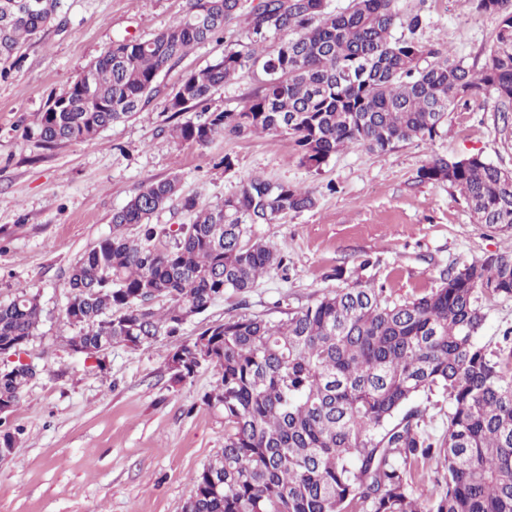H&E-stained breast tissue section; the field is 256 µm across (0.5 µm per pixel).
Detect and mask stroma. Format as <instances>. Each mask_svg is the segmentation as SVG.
<instances>
[{
    "mask_svg": "<svg viewBox=\"0 0 512 512\" xmlns=\"http://www.w3.org/2000/svg\"><path fill=\"white\" fill-rule=\"evenodd\" d=\"M54 21L28 40L0 78V303L18 289L41 297L43 318L21 354L37 378L4 425L23 431L15 455L0 462V512H183L191 477L224 449V417L202 397L220 374L204 367L172 380L168 358L181 344L229 316L270 321L307 307L342 285L336 268L358 269L401 302L437 287L447 270L512 245V232L475 223L459 191L427 182L431 156L478 155L512 171V121L492 99L470 100L449 113L435 140H414L386 153L353 146L319 171L303 166L287 136H217L199 147L177 142L165 99L191 71L224 54L227 41H247L245 18L225 38L193 49L161 72L159 94L145 112L113 124L96 139L48 145L38 117L50 97L121 38L149 39L179 20L189 0H58ZM403 16L423 18L397 38L448 49L482 68L499 24L471 0H397ZM231 156L232 169L221 159ZM180 179L181 196L206 204L234 195L260 176L311 189L312 209L277 224L252 225V237L277 247L285 268L247 294L225 291L181 336L132 350L112 346L104 367L72 353L75 334L65 283L75 262L112 232V214L145 183ZM481 343L496 349L512 329V298L480 297Z\"/></svg>",
    "mask_w": 512,
    "mask_h": 512,
    "instance_id": "obj_1",
    "label": "stroma"
}]
</instances>
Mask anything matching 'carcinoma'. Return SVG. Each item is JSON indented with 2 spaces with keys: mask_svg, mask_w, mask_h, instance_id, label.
Here are the masks:
<instances>
[{
  "mask_svg": "<svg viewBox=\"0 0 512 512\" xmlns=\"http://www.w3.org/2000/svg\"><path fill=\"white\" fill-rule=\"evenodd\" d=\"M0 0V76L20 46L54 18L57 0ZM240 0H192L189 11L147 40L121 39L91 62L39 118L47 144L95 139L145 111L157 79L193 48L222 37ZM501 17L480 71L451 53L395 39V0H352L332 14L324 0H261L246 44L184 76L166 109L196 112L171 128L181 143L217 135L279 133L301 163L318 170L338 151L377 152L432 140L460 104L485 96L512 110V0H472ZM279 36L267 52L263 42ZM257 87L235 112L209 108L212 93L244 70ZM424 181L459 188L477 224L512 230V172L479 155L431 157ZM179 194L176 176L140 187L112 215V234L70 271L66 317L78 332L67 345L103 365L113 345L140 347L179 335L231 289L244 294L283 266L273 245L247 239L253 224H275L315 205L312 192L260 177L220 204L181 199L193 215L170 249L151 242L165 230L152 216ZM137 228V236L126 233ZM512 297V245L465 264L404 301L358 276L277 323L232 315L168 359L175 381L206 364L219 370L204 395L224 415V451L191 477L189 512H512V348L477 340L478 295ZM159 300L162 306L154 307ZM39 295L19 289L0 304V350L17 355L37 336ZM20 361L0 366V404L14 410L36 377ZM450 401L436 436L420 396ZM19 432H0V457L15 454ZM443 474L418 491L426 465Z\"/></svg>",
  "mask_w": 512,
  "mask_h": 512,
  "instance_id": "carcinoma-1",
  "label": "carcinoma"
}]
</instances>
